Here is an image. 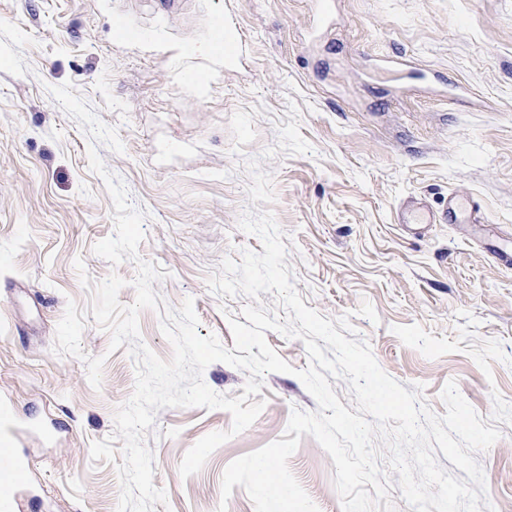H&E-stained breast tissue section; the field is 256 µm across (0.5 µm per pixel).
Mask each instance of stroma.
<instances>
[{
	"instance_id": "stroma-1",
	"label": "stroma",
	"mask_w": 512,
	"mask_h": 512,
	"mask_svg": "<svg viewBox=\"0 0 512 512\" xmlns=\"http://www.w3.org/2000/svg\"><path fill=\"white\" fill-rule=\"evenodd\" d=\"M385 57L402 64L395 79ZM71 82L125 150H97L146 214L139 258L170 308L193 298L200 336L233 347L229 315L245 296L207 280L224 257L262 252L246 208L271 211L304 304L351 313L380 367L404 388L422 385L437 414L448 381L485 425L501 431L476 453L493 512H512V0H0V398L19 417L51 415L53 443L21 435L45 512H115L113 464L93 442L115 429L135 362L94 321L82 357L55 351L68 303L89 310L91 282L127 279L92 247L114 232L111 198L89 167V138L49 93ZM479 198L488 223L433 224L416 237L394 221L410 196ZM369 302L378 319L357 316ZM268 344L293 368L263 378L256 421L181 478L186 451L226 431L224 410L164 408L145 440L155 512H255L241 486L221 497L235 459L282 438L292 408L315 399L296 377L304 343L275 331ZM105 356L100 388L85 356ZM289 468L319 512H342L331 457L310 435Z\"/></svg>"
}]
</instances>
